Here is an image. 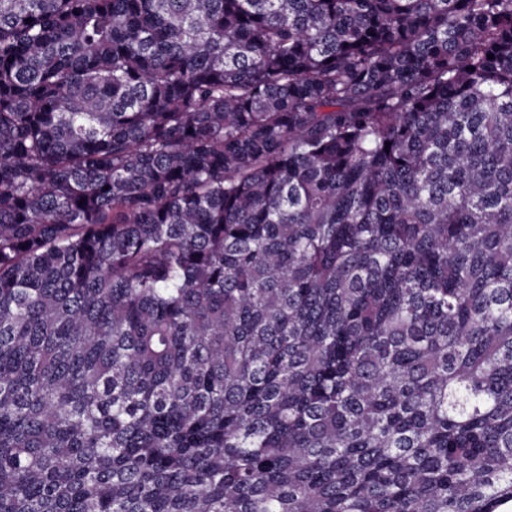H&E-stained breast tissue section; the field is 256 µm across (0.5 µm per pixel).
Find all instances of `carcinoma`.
<instances>
[{
	"mask_svg": "<svg viewBox=\"0 0 512 512\" xmlns=\"http://www.w3.org/2000/svg\"><path fill=\"white\" fill-rule=\"evenodd\" d=\"M508 501L512 0H0V512Z\"/></svg>",
	"mask_w": 512,
	"mask_h": 512,
	"instance_id": "carcinoma-1",
	"label": "carcinoma"
}]
</instances>
